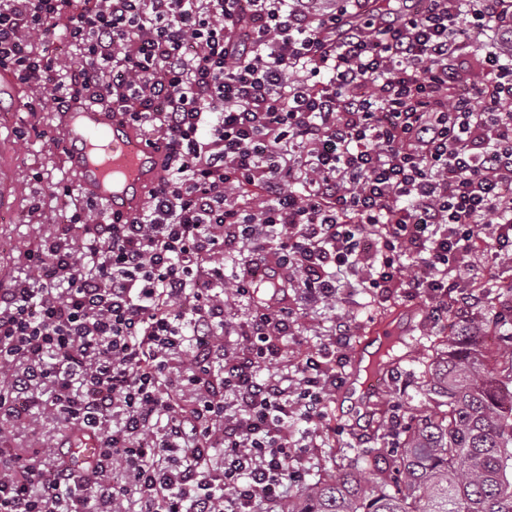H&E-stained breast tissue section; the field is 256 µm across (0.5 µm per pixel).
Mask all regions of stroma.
<instances>
[{"label": "stroma", "mask_w": 512, "mask_h": 512, "mask_svg": "<svg viewBox=\"0 0 512 512\" xmlns=\"http://www.w3.org/2000/svg\"><path fill=\"white\" fill-rule=\"evenodd\" d=\"M44 102L40 111L29 109L32 99ZM60 123V112L52 104L48 91H36L28 86H19L15 97L0 102V140L12 141L15 163L11 178L18 189L13 209L0 214V288L9 287L13 280L30 271V251L36 249L41 238L53 235L58 225L66 223L72 210L67 198L51 193L54 184L75 186L76 180L61 153L51 140L52 133ZM41 206L45 220H38L31 212L32 206ZM427 301H408L401 293H392L379 302H371L361 289H354L350 297H337L329 306L305 309L299 314L301 337L289 340L285 356L278 369L288 372L292 360L303 348L319 346L327 329V319L336 315L349 320L353 336L352 343L365 339L374 325L389 320L397 327L407 329L409 338L400 346L401 366L413 370L426 359V348L431 342L445 340L448 329L444 322L432 320ZM40 403L31 407L30 415L37 419L36 430L19 428L14 430L8 445L14 451L33 457L42 468L54 466L55 457L48 449L49 443L73 445L74 438L69 429L59 426L51 416L44 414L42 402L48 401V389L35 391ZM385 407L372 411L356 410L354 399L346 394H336L329 407L324 448L318 449L314 476H324L333 470L342 451L359 445L368 448L383 447L380 422L383 416H398L405 423L415 424L434 410L432 400L412 396L400 398L398 388L385 392Z\"/></svg>", "instance_id": "stroma-1"}]
</instances>
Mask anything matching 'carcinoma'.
Returning a JSON list of instances; mask_svg holds the SVG:
<instances>
[{
	"mask_svg": "<svg viewBox=\"0 0 512 512\" xmlns=\"http://www.w3.org/2000/svg\"><path fill=\"white\" fill-rule=\"evenodd\" d=\"M481 327H457L446 354L419 369L415 393L433 413L383 448L343 454L330 480L289 497L284 512H512V341L491 361Z\"/></svg>",
	"mask_w": 512,
	"mask_h": 512,
	"instance_id": "obj_1",
	"label": "carcinoma"
}]
</instances>
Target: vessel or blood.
<instances>
[{"label": "vessel or blood", "mask_w": 512, "mask_h": 512, "mask_svg": "<svg viewBox=\"0 0 512 512\" xmlns=\"http://www.w3.org/2000/svg\"><path fill=\"white\" fill-rule=\"evenodd\" d=\"M61 148L82 193L94 204L131 216L138 213L145 194L161 176V161L139 131L118 114H108L92 104L71 108ZM13 155L0 145V208L13 206L17 191L9 176ZM98 453L94 437L82 438L69 461L84 471Z\"/></svg>", "instance_id": "b4317fda"}]
</instances>
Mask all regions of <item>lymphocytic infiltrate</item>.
<instances>
[{"label": "lymphocytic infiltrate", "mask_w": 512, "mask_h": 512, "mask_svg": "<svg viewBox=\"0 0 512 512\" xmlns=\"http://www.w3.org/2000/svg\"><path fill=\"white\" fill-rule=\"evenodd\" d=\"M370 3L0 0V70L150 129L164 170L134 217L75 207L0 289V406L46 387L101 448L83 476L62 449L0 458V512H281L307 486L351 329L286 375L285 299L220 343L241 246L239 298L281 282L317 306L351 276L474 320L462 272L512 259V0Z\"/></svg>", "instance_id": "obj_1"}]
</instances>
